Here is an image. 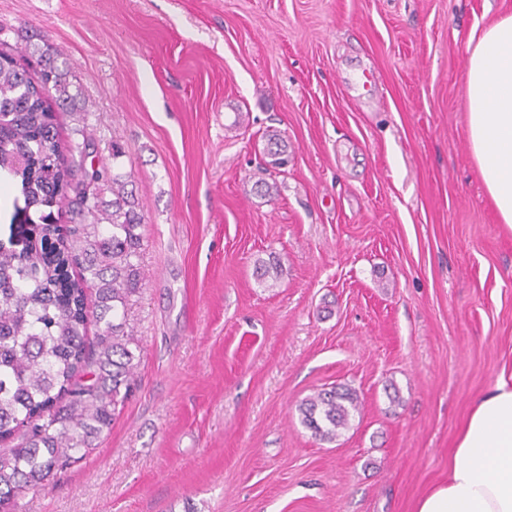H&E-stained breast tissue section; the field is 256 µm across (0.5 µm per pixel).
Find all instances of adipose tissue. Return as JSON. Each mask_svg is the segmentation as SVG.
I'll list each match as a JSON object with an SVG mask.
<instances>
[{"mask_svg": "<svg viewBox=\"0 0 512 512\" xmlns=\"http://www.w3.org/2000/svg\"><path fill=\"white\" fill-rule=\"evenodd\" d=\"M469 150L501 224L512 231V14L488 24L469 57ZM416 512H512V369L499 373L461 426L448 478Z\"/></svg>", "mask_w": 512, "mask_h": 512, "instance_id": "adipose-tissue-1", "label": "adipose tissue"}]
</instances>
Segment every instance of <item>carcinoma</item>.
<instances>
[{"label": "carcinoma", "mask_w": 512, "mask_h": 512, "mask_svg": "<svg viewBox=\"0 0 512 512\" xmlns=\"http://www.w3.org/2000/svg\"><path fill=\"white\" fill-rule=\"evenodd\" d=\"M31 57L46 78L42 93L0 51V175L23 198L14 217L27 213L31 226L23 250L0 241V441H12L0 446V512H16L23 492L86 459L125 407L139 348L127 304L145 279L132 176L112 175V211H104V172L86 166L89 139L64 143L57 128V110L75 108L78 98L69 66L48 45ZM64 207L74 220L66 227L58 223ZM92 320L100 332L91 341ZM357 410L349 386L298 405L301 423L322 441L335 439Z\"/></svg>", "instance_id": "carcinoma-1"}]
</instances>
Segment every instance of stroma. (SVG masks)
Segmentation results:
<instances>
[{
  "instance_id": "1",
  "label": "stroma",
  "mask_w": 512,
  "mask_h": 512,
  "mask_svg": "<svg viewBox=\"0 0 512 512\" xmlns=\"http://www.w3.org/2000/svg\"><path fill=\"white\" fill-rule=\"evenodd\" d=\"M512 0H0L87 109L62 140L132 174L138 386L16 512H415L512 368V233L463 120L475 30ZM375 81L362 87V72ZM288 148L267 165L269 137ZM125 154L113 159V145ZM274 195L256 193L259 180ZM280 279L260 282L258 262ZM350 385L334 441L300 422ZM357 410V391L348 385L322 389L298 405L301 423L322 441L335 439Z\"/></svg>"
}]
</instances>
